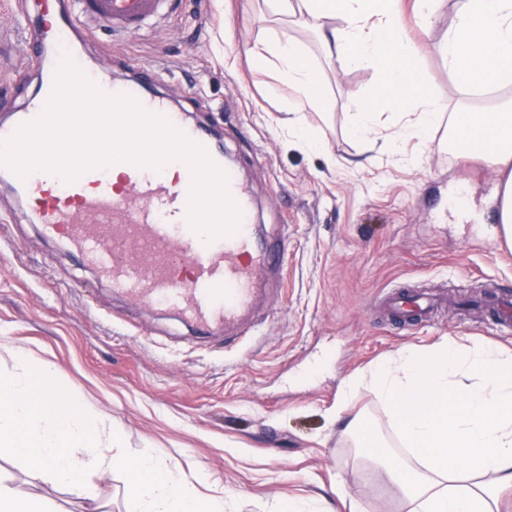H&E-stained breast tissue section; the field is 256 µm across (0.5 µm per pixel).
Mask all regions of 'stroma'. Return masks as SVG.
Instances as JSON below:
<instances>
[{"label":"stroma","instance_id":"obj_1","mask_svg":"<svg viewBox=\"0 0 512 512\" xmlns=\"http://www.w3.org/2000/svg\"><path fill=\"white\" fill-rule=\"evenodd\" d=\"M413 2L401 0V20L422 51L419 79L442 112L512 98V87L466 93L434 52L458 0H444L426 27ZM35 38L30 17L0 0V100L15 108L41 82ZM288 40L322 67L324 103L299 115L323 140L321 151L288 125L295 93L281 81L278 59L249 58ZM84 57L118 80L156 66V92L222 143L252 189L255 235L287 239L288 260L258 282L255 335L228 347L223 333L198 334L173 312L113 292L64 239L45 237L29 204L0 183V372L20 358L48 366L68 393L111 417L127 451L147 449L178 465L202 494L223 496L224 512H268L288 499L310 512H348L338 486L363 512H409L395 490L376 485L365 449L332 417L342 382L357 378L345 420L361 419L399 448L385 403L362 375L448 336L512 350V326L459 306L512 297V250L493 239L491 190L500 173L455 150L447 123L413 135L417 110L380 96L372 64L324 67L317 36L274 0H175L169 20L148 36L115 40L101 31ZM355 98L373 101L379 136L405 132L397 151L351 134ZM407 290L453 303L434 321L405 325L384 300ZM0 479L51 512L129 507L126 480L113 469L90 470L78 493L0 454Z\"/></svg>","mask_w":512,"mask_h":512}]
</instances>
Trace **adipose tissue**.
I'll return each instance as SVG.
<instances>
[{
    "mask_svg": "<svg viewBox=\"0 0 512 512\" xmlns=\"http://www.w3.org/2000/svg\"><path fill=\"white\" fill-rule=\"evenodd\" d=\"M298 11L326 48L330 65L375 63L390 103L420 111L425 136L447 122L489 167L512 168V100L494 109L443 115L417 81L420 50L403 32L398 0H278ZM465 90L512 86V0H460L448 38L437 47ZM284 84L299 108H318L320 72L301 45L276 44ZM389 407L405 455L390 454L358 420L351 431L378 460L384 479L410 502L411 512H494L512 492V352L461 346L448 337L432 350L408 349L366 378ZM493 476V486L484 477Z\"/></svg>",
    "mask_w": 512,
    "mask_h": 512,
    "instance_id": "obj_1",
    "label": "adipose tissue"
}]
</instances>
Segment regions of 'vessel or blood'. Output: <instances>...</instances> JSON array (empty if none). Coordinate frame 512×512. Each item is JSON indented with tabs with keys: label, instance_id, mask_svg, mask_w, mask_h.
Segmentation results:
<instances>
[{
	"label": "vessel or blood",
	"instance_id": "1",
	"mask_svg": "<svg viewBox=\"0 0 512 512\" xmlns=\"http://www.w3.org/2000/svg\"><path fill=\"white\" fill-rule=\"evenodd\" d=\"M170 13V0H74L70 7L61 0H41L34 18L40 33L34 53L45 76L23 108L0 119V140L42 113L60 61L67 56L81 63L83 40L93 30L106 27L123 39L138 37L159 27ZM86 74L104 93L131 96L148 113L166 118L223 164L224 152L212 143L209 130L187 122L167 99L153 93L155 69H143L127 81L114 80L105 68H90ZM0 178L31 202L33 223L47 235L66 234L72 250L97 267L113 290L146 307L177 310L202 329L224 327L242 338L253 335L256 282L260 273L283 266L287 244L255 247L254 200L236 172H229L227 187L242 211L240 223L232 235L210 241L189 223L192 175L187 168L173 182L165 170L131 164L117 186L108 166L67 182L45 171L23 178L0 164ZM395 306L400 314L419 319L433 302L428 294L408 293L397 296Z\"/></svg>",
	"mask_w": 512,
	"mask_h": 512
}]
</instances>
